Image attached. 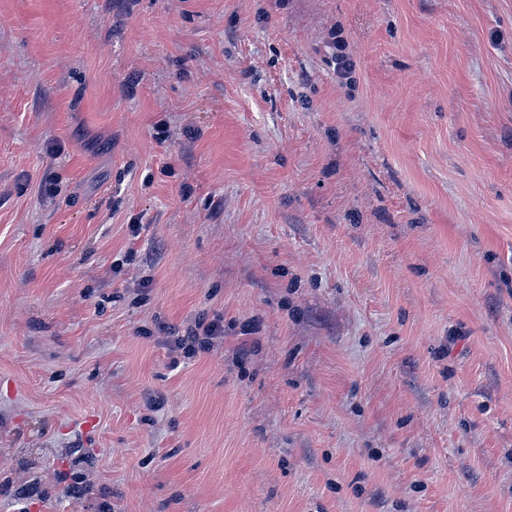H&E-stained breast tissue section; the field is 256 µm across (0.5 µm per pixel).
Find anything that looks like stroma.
Instances as JSON below:
<instances>
[{
  "label": "stroma",
  "mask_w": 512,
  "mask_h": 512,
  "mask_svg": "<svg viewBox=\"0 0 512 512\" xmlns=\"http://www.w3.org/2000/svg\"><path fill=\"white\" fill-rule=\"evenodd\" d=\"M0 512H512V0H0ZM333 41L329 42V47L333 49V64L336 68V77L338 81H345L347 84L352 82V72L354 70L353 61L350 59L346 50V41L341 35V30L331 32ZM215 320L209 323L198 322L195 328L179 332H168L171 336H165V343L171 351H180L185 357H193L200 352H208L215 342L224 339V325Z\"/></svg>",
  "instance_id": "stroma-1"
}]
</instances>
